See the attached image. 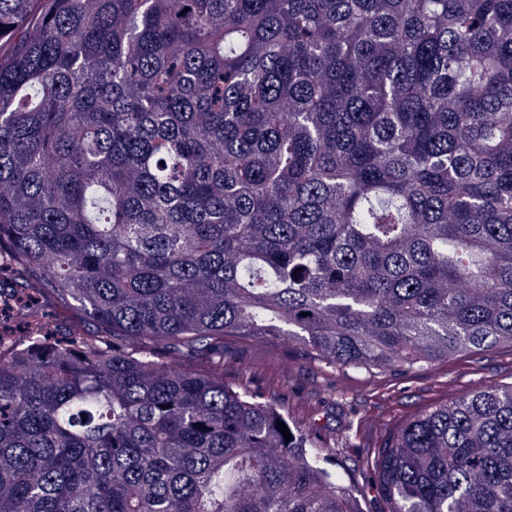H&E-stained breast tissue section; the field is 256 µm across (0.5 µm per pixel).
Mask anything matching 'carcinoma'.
Returning a JSON list of instances; mask_svg holds the SVG:
<instances>
[{
  "instance_id": "carcinoma-1",
  "label": "carcinoma",
  "mask_w": 512,
  "mask_h": 512,
  "mask_svg": "<svg viewBox=\"0 0 512 512\" xmlns=\"http://www.w3.org/2000/svg\"><path fill=\"white\" fill-rule=\"evenodd\" d=\"M4 262L101 331L0 338V512H362L202 365L512 342V0H0ZM372 472L382 512H512V384Z\"/></svg>"
}]
</instances>
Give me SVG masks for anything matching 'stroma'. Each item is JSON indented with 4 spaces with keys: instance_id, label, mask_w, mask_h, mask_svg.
<instances>
[{
    "instance_id": "obj_1",
    "label": "stroma",
    "mask_w": 512,
    "mask_h": 512,
    "mask_svg": "<svg viewBox=\"0 0 512 512\" xmlns=\"http://www.w3.org/2000/svg\"><path fill=\"white\" fill-rule=\"evenodd\" d=\"M224 379L246 384L282 406L295 421H316L327 447L346 469L349 489L364 512H381L368 461L385 436L431 407L490 384L511 383L512 343L458 353L410 374L370 376L310 363L293 345L237 341L224 357ZM349 431L356 434L358 447L345 446Z\"/></svg>"
}]
</instances>
